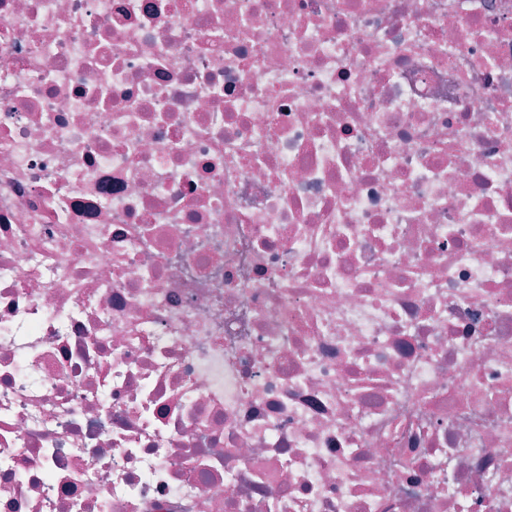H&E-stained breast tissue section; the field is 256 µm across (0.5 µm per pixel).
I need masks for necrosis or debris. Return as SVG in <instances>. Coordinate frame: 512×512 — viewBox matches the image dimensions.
Masks as SVG:
<instances>
[{
    "label": "necrosis or debris",
    "mask_w": 512,
    "mask_h": 512,
    "mask_svg": "<svg viewBox=\"0 0 512 512\" xmlns=\"http://www.w3.org/2000/svg\"><path fill=\"white\" fill-rule=\"evenodd\" d=\"M0 512H512V0H0Z\"/></svg>",
    "instance_id": "obj_1"
}]
</instances>
